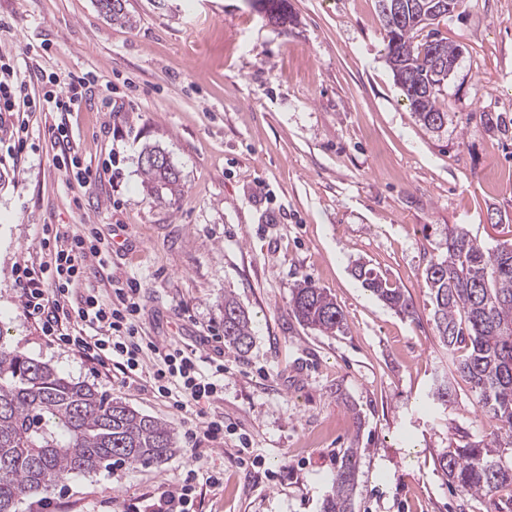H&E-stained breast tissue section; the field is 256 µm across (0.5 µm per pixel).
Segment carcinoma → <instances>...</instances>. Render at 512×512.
<instances>
[{
	"mask_svg": "<svg viewBox=\"0 0 512 512\" xmlns=\"http://www.w3.org/2000/svg\"><path fill=\"white\" fill-rule=\"evenodd\" d=\"M396 7L380 12L387 32V60L412 112L424 127L439 130L448 113L438 106L441 79L434 51L458 56V46L423 29L452 13L461 0H378ZM268 17L288 22V0H269ZM113 23L130 22L126 0H96ZM158 148L145 150L140 168L148 193L180 191L181 179ZM445 255L428 263L424 282L434 305L439 343L452 356L455 372L471 385L477 409L498 421L489 444L448 446L437 466L464 495L494 497L512 488V244L486 249L457 224L443 239ZM355 276L386 306L412 318L415 306L405 291L369 264ZM291 312L306 327L333 336L345 314L332 296L309 280L299 282ZM224 339L241 352L252 345V320L224 295ZM178 452L177 436L166 422L120 399L61 376L49 364L0 344V512H15L23 498L49 494L73 474L96 472L115 463L160 466ZM358 449L348 448L330 479L322 512H353Z\"/></svg>",
	"mask_w": 512,
	"mask_h": 512,
	"instance_id": "carcinoma-1",
	"label": "carcinoma"
}]
</instances>
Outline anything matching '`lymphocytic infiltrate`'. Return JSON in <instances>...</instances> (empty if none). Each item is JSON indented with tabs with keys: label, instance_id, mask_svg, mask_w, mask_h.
<instances>
[{
	"label": "lymphocytic infiltrate",
	"instance_id": "lymphocytic-infiltrate-1",
	"mask_svg": "<svg viewBox=\"0 0 512 512\" xmlns=\"http://www.w3.org/2000/svg\"><path fill=\"white\" fill-rule=\"evenodd\" d=\"M34 76L41 84L40 94H32L26 82L17 78L11 59L0 56V113L26 107L32 112H53L59 120L48 129L60 147L56 167L69 183L81 188L93 185L90 167L84 164V149L73 138L69 121L80 111L87 92L97 85L96 75L86 72L71 76L67 86H60L54 74L41 70ZM54 241L50 262L18 270L22 288L21 302L26 317L39 321L44 335L81 354L90 364L112 369L126 381H138L146 354L158 359L150 379V388L159 397L170 399L173 407L183 411L194 403L214 399L224 374L223 364H215L212 373H204L195 352L181 348H159L143 341L137 327L141 312L142 285L129 279L125 285L100 295L89 289L73 298L72 289L85 277L92 263H103L106 246L97 228L81 235H68L45 227Z\"/></svg>",
	"mask_w": 512,
	"mask_h": 512
}]
</instances>
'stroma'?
Here are the masks:
<instances>
[{
	"label": "stroma",
	"mask_w": 512,
	"mask_h": 512,
	"mask_svg": "<svg viewBox=\"0 0 512 512\" xmlns=\"http://www.w3.org/2000/svg\"><path fill=\"white\" fill-rule=\"evenodd\" d=\"M277 25L254 0H127L131 23L95 0H0L13 25L0 55L20 71L111 81V109L72 119L73 136L101 174L75 208L47 136L53 112H17L35 145L23 167L0 162V344L20 347L60 375L162 419L179 436L158 467L78 474L16 512H123L196 470L195 512H321L346 449L361 451L353 512H493L459 495L435 466L455 442L491 440L497 422L453 379L436 336L423 272L443 253L444 227L461 224L487 249L512 242V128L476 130V113L512 119V0H462L438 25L458 62L438 94L448 121H417L386 57L377 0H289ZM50 41L49 55L27 45ZM163 149L181 177L175 196L146 195L145 148ZM119 153V174L102 170ZM73 235L98 227L110 244L111 282L90 268L87 287L138 279L137 322L159 346L196 351L202 369L224 361V389L203 403L224 418V444L196 458L189 415L44 336L21 309L16 269L48 261L44 225ZM371 264L414 302L406 318L366 291ZM304 279L343 309L341 332L304 327L289 300ZM253 324L239 352L215 342L224 296ZM453 381L451 403L432 393ZM224 474L212 486L210 471Z\"/></svg>",
	"instance_id": "stroma-1"
}]
</instances>
